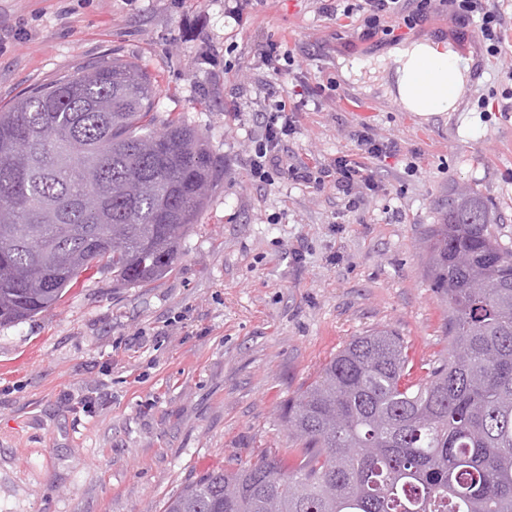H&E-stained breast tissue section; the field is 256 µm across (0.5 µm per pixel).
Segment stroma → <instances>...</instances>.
Wrapping results in <instances>:
<instances>
[{
    "label": "stroma",
    "instance_id": "35a3bbf8",
    "mask_svg": "<svg viewBox=\"0 0 512 512\" xmlns=\"http://www.w3.org/2000/svg\"><path fill=\"white\" fill-rule=\"evenodd\" d=\"M320 0H0V107L114 57L159 85L155 110L194 127L224 171L164 278L80 280L52 310L0 327V512H162L203 475L281 447L277 413L352 338L390 327L414 359L446 356V307L423 238L450 190L494 206L512 249V51L437 0L396 35L362 38ZM474 57L458 112L422 122L345 78L402 42ZM293 55L264 66L267 43ZM293 112L289 163H331L369 126L415 169L345 210L332 188L249 177L275 101Z\"/></svg>",
    "mask_w": 512,
    "mask_h": 512
}]
</instances>
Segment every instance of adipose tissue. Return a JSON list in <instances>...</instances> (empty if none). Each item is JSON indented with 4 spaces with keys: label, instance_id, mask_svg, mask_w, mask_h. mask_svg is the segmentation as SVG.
Returning <instances> with one entry per match:
<instances>
[{
    "label": "adipose tissue",
    "instance_id": "1",
    "mask_svg": "<svg viewBox=\"0 0 512 512\" xmlns=\"http://www.w3.org/2000/svg\"><path fill=\"white\" fill-rule=\"evenodd\" d=\"M370 69L380 74L385 95L427 122L457 111L468 91L471 61L451 44L424 36L394 46Z\"/></svg>",
    "mask_w": 512,
    "mask_h": 512
}]
</instances>
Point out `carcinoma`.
Masks as SVG:
<instances>
[{"label": "carcinoma", "instance_id": "obj_1", "mask_svg": "<svg viewBox=\"0 0 512 512\" xmlns=\"http://www.w3.org/2000/svg\"><path fill=\"white\" fill-rule=\"evenodd\" d=\"M158 86L107 59L0 109V326L50 311L80 277H165L219 163L154 112ZM493 205L448 193L425 276L448 355L418 364L388 327L348 342L281 408L285 448L214 470L163 512H512V250Z\"/></svg>", "mask_w": 512, "mask_h": 512}]
</instances>
